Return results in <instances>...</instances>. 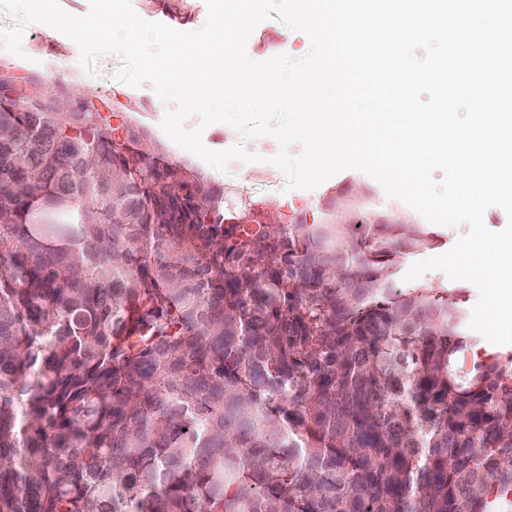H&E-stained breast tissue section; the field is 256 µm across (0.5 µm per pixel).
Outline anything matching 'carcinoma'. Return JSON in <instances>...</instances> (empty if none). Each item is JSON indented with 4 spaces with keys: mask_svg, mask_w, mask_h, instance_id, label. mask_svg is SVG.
Returning <instances> with one entry per match:
<instances>
[{
    "mask_svg": "<svg viewBox=\"0 0 512 512\" xmlns=\"http://www.w3.org/2000/svg\"><path fill=\"white\" fill-rule=\"evenodd\" d=\"M224 222L133 122L0 72V512H512V355L427 240Z\"/></svg>",
    "mask_w": 512,
    "mask_h": 512,
    "instance_id": "1",
    "label": "carcinoma"
}]
</instances>
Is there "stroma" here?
Here are the masks:
<instances>
[{
	"label": "stroma",
	"instance_id": "1",
	"mask_svg": "<svg viewBox=\"0 0 512 512\" xmlns=\"http://www.w3.org/2000/svg\"><path fill=\"white\" fill-rule=\"evenodd\" d=\"M131 3L142 19L158 21L179 31H196L206 22L204 0H131ZM23 50V56L18 57L0 49V66L9 67L17 80L34 78L52 91L62 88L70 93L75 87L88 86L85 101L95 103L101 112L116 119L140 123L151 139L162 146L169 162L190 166L203 174L209 183L221 189L230 206L248 205L254 212L272 219L288 203L299 208L307 223H323L332 214L345 222L350 216L346 201L366 193L370 196L371 210L385 219L404 216L417 223L422 221L417 211L400 200L387 197L376 180L358 170L341 171L311 190L288 189L286 176L267 162L268 157L278 151L276 141L269 137L241 140L225 123H214L204 130V145L213 151H223L240 143L248 152L258 154L259 159L252 163L234 159L228 163L226 171H217L166 136L161 128L166 106L151 85L132 87L116 80L115 73L120 66L117 56H101L94 72H87L78 62L77 45L44 24H33L26 29ZM309 50L310 40L305 33L290 30L277 19L259 23L247 42L249 56L257 61L282 53L298 59ZM426 229L429 242L402 259L394 279L396 288H406L404 276L414 263L448 252L467 231L463 225L447 227L433 223L427 224Z\"/></svg>",
	"mask_w": 512,
	"mask_h": 512
}]
</instances>
